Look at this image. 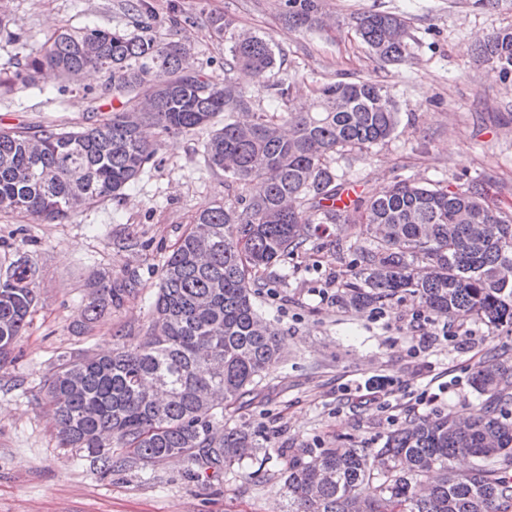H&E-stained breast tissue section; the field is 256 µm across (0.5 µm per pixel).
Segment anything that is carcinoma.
I'll list each match as a JSON object with an SVG mask.
<instances>
[{"mask_svg": "<svg viewBox=\"0 0 512 512\" xmlns=\"http://www.w3.org/2000/svg\"><path fill=\"white\" fill-rule=\"evenodd\" d=\"M295 28L320 22L318 0H285ZM214 29L229 43L224 66L257 78L276 64L271 43ZM376 57L410 56L406 23L385 13L355 17ZM478 53L502 83L512 81V26L479 41ZM191 48L161 42L147 21L136 30L60 27L43 46L0 70V95L52 77L77 84L93 69L105 83L98 98L118 102L112 117L89 125L51 123L0 130V212L62 222L107 199H122L153 159L152 126L179 137L214 125L206 165L224 185L246 189L198 213L162 269L153 322L134 345L103 355L58 356L44 404L61 448L87 453L102 473L190 456L219 470L256 457L257 434L224 423L225 412L254 393L281 354L279 332L255 306L258 273L314 241L323 224L351 231L337 243L343 268L338 294L363 311L405 295L437 318L464 313L492 328L512 327V213L490 205L484 180L457 191L399 181L332 203L346 190L334 155L368 149L397 130L398 104L370 79L326 84L315 112H251L246 91L206 81ZM496 237L472 232L475 217ZM130 280L93 279L82 325L96 322L133 293ZM37 270L21 260L0 273V363L9 360L38 303ZM483 396L464 420L453 412L411 416L379 448L355 444L304 448L288 456V512H512V361L494 353L472 374ZM473 460L465 475L451 462Z\"/></svg>", "mask_w": 512, "mask_h": 512, "instance_id": "carcinoma-1", "label": "carcinoma"}]
</instances>
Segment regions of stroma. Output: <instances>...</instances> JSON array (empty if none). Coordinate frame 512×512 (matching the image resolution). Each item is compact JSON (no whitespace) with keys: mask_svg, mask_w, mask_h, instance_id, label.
Masks as SVG:
<instances>
[{"mask_svg":"<svg viewBox=\"0 0 512 512\" xmlns=\"http://www.w3.org/2000/svg\"><path fill=\"white\" fill-rule=\"evenodd\" d=\"M130 0H8L0 31V64L35 50L53 28L94 23L129 30L137 17ZM153 36L194 47V68L205 78L240 81L224 70V40L212 21L231 20L237 32L270 40L277 65L262 86L248 87L255 112H305L326 83L368 78L400 104V123L386 142L337 157L354 194L384 189L399 179L457 190L483 177L489 200L512 212V83L498 80L476 56L479 37L512 25V0L488 10L475 0H321L322 25L291 29L282 0H145ZM363 12L404 19L412 57L401 64L374 58L348 19ZM21 41H14V34ZM291 84L275 102L273 86ZM100 74L82 86L57 85L0 96V128L48 119L87 122ZM203 134L163 139L137 184L121 200H107L68 222L47 223L0 213V265L26 253L41 270L39 304L0 365V512H286L282 472L289 449L355 443L380 447L386 432L410 415L470 411L481 397L474 368L498 350L512 356V327L494 329L469 317L442 323L412 298L356 312L336 303L329 279L340 269L336 233L262 271L258 310L283 335V356L230 424L268 437L267 460L194 475L180 459L147 468H119L104 476L87 458L58 445L52 415L36 402L63 352L101 353L138 342L150 324V304L162 264L195 215L213 202L235 199L241 186L207 168ZM135 250L122 249L126 237ZM134 277V292L91 328L76 327L101 273ZM438 401H423V394Z\"/></svg>","mask_w":512,"mask_h":512,"instance_id":"1","label":"stroma"}]
</instances>
